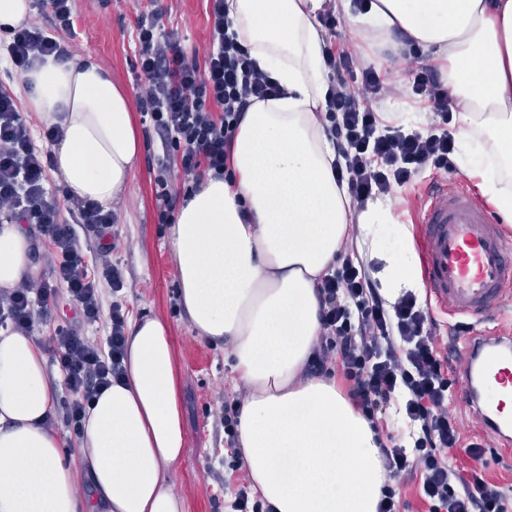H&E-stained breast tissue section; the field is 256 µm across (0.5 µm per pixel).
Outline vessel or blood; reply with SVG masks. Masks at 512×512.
<instances>
[{"instance_id":"obj_1","label":"vessel or blood","mask_w":512,"mask_h":512,"mask_svg":"<svg viewBox=\"0 0 512 512\" xmlns=\"http://www.w3.org/2000/svg\"><path fill=\"white\" fill-rule=\"evenodd\" d=\"M417 221L423 282L430 296L476 328L466 345L470 372L459 385V397L472 408L486 434L510 442L512 417L502 416L482 391L492 383L512 388V336L487 335L479 327L503 314L512 285V247L491 212L460 185L429 188Z\"/></svg>"}]
</instances>
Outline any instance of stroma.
<instances>
[{
    "mask_svg": "<svg viewBox=\"0 0 512 512\" xmlns=\"http://www.w3.org/2000/svg\"><path fill=\"white\" fill-rule=\"evenodd\" d=\"M156 3L164 9L162 25L174 32L183 48L205 50L209 44L205 0H76L74 55L94 57L111 72L113 81L136 94L134 23ZM361 57L366 63L382 66L389 87L386 95L372 99L376 112H412L418 130L443 128L439 113L412 99L411 78L398 60L395 45H372ZM132 119L141 134V150L124 197L115 207L120 239L117 258L125 275L128 318L158 315L171 326L186 431L184 458L172 483L185 503V512H231L237 487L248 479L245 465L234 461L236 448L224 440L221 421L225 401L241 397L233 360L227 348L211 344L191 330L179 303L169 227L156 220L151 177L153 168L163 161L172 167L173 182H180L181 173L175 158H164L159 140L145 136L141 113L133 112ZM450 159L448 173L423 176L415 189L397 191L392 201L398 223H411L418 211L417 196L433 183L453 187L463 182L475 187V180L461 173L458 154H451ZM435 318L440 326V347L452 360V376L461 379L466 367L459 354L468 339V321L441 312ZM448 409L458 417L464 439L482 443L486 474L512 499V451L499 450L497 441L482 431L475 415L459 402L456 390L448 392Z\"/></svg>",
    "mask_w": 512,
    "mask_h": 512,
    "instance_id": "obj_1",
    "label": "stroma"
}]
</instances>
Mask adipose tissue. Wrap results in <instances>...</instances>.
<instances>
[{
    "label": "adipose tissue",
    "mask_w": 512,
    "mask_h": 512,
    "mask_svg": "<svg viewBox=\"0 0 512 512\" xmlns=\"http://www.w3.org/2000/svg\"><path fill=\"white\" fill-rule=\"evenodd\" d=\"M253 60L281 96L254 102L233 146L235 185L205 176L170 228L192 330L228 347L244 386L239 453L272 512H377L382 439L336 388L306 375L320 340L317 287L349 226L395 301L424 283L407 225L388 198L353 207L319 118L329 84L314 18L324 0H226ZM356 47L402 33L438 64L457 115L467 176L512 221V0H336ZM54 174L71 195L118 204L139 143L127 93L89 57L47 59L23 75ZM394 228L386 246L382 233ZM28 230L0 225V288L30 274ZM127 375L87 409L75 446L55 431V385L36 334L0 329V512H185L171 478L185 435L169 325L143 316ZM85 494H78V485Z\"/></svg>",
    "instance_id": "adipose-tissue-1"
}]
</instances>
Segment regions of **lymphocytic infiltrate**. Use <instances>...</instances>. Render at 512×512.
I'll return each instance as SVG.
<instances>
[{"label":"lymphocytic infiltrate","instance_id":"f902f5d3","mask_svg":"<svg viewBox=\"0 0 512 512\" xmlns=\"http://www.w3.org/2000/svg\"><path fill=\"white\" fill-rule=\"evenodd\" d=\"M210 41L205 51H186L160 23L161 13L140 14L135 22V68L142 78L136 107L164 152L175 153L182 174L174 186L167 164L153 172L158 223L168 224L180 198L195 192L202 177L234 182L231 147L253 100L275 96L278 85L251 59L230 33L224 0H207ZM38 21L11 29L5 58L16 73L46 57L67 59V34L74 31V0H41ZM327 68L337 73L321 118L344 164L338 180L347 184L354 204L388 196L412 184L426 169L445 171L454 141L448 132L381 127L380 117L360 90L379 96L384 81L374 66H361L356 51L327 44ZM415 47L402 59L412 80L411 93L440 114L451 103L433 70L416 66ZM51 158L34 141L16 96L0 87V212L48 238L54 252V280L41 285L22 280L0 289V327L32 332L45 320L59 293H66L79 314L78 327H57L48 342L53 364L71 396L64 417L80 431L86 407L123 372L128 311L119 295L123 269L115 259L117 216L90 200H51L47 171ZM71 222H64L61 210ZM111 305H104V291ZM321 341L307 365L312 375L337 372L354 407L376 422L398 402L411 427L412 447L382 450L385 480L377 512H399L395 483L404 473L420 475L419 495L429 512H512L502 488L480 466L481 444L464 443L458 419L448 411L450 361L437 346L436 324L411 292L386 303L361 264L344 261L318 288ZM108 318L105 338L88 328Z\"/></svg>","mask_w":512,"mask_h":512}]
</instances>
